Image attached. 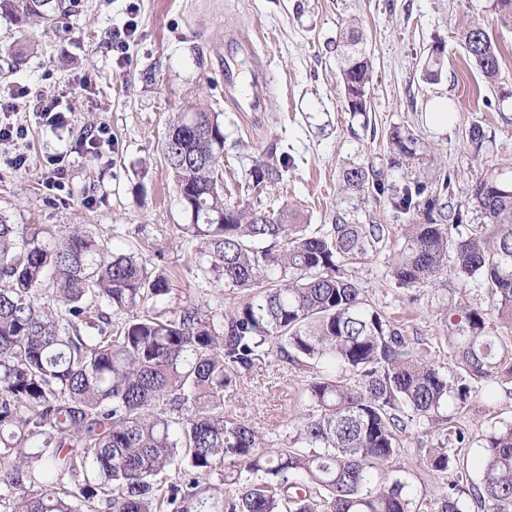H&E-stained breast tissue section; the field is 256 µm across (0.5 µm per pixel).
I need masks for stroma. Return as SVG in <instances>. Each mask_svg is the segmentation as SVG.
I'll return each mask as SVG.
<instances>
[{"mask_svg":"<svg viewBox=\"0 0 512 512\" xmlns=\"http://www.w3.org/2000/svg\"><path fill=\"white\" fill-rule=\"evenodd\" d=\"M471 26L484 28L501 52L495 83L485 81L460 40ZM348 27L362 32L373 61L364 113L349 111L342 92L336 41ZM126 28L131 34L120 56L107 38ZM232 31L248 35L266 57L264 74L252 85L266 101L264 111H236L224 95ZM19 39L27 48L15 59L5 47ZM436 47L441 72L431 80L428 56ZM23 88L54 97L64 118L51 125L25 105L11 112L10 122L28 134L0 144V214L10 223L60 232L95 225L114 247L140 243L146 260L163 252L174 301L202 304L216 316L231 310L246 294L199 269L194 244L177 230L189 217L162 154L170 121L201 104L224 126L225 202L270 212L291 207L314 229L338 220L383 227L381 241L344 268L402 332L411 355L452 369V304L481 309L491 327L512 333L481 279L444 273L403 287L391 269L402 225L426 220L422 210L393 208L392 197L404 187L424 183L429 194L460 209L462 223L448 227L459 239L481 221L471 197L476 177L512 180V25L501 23L494 0H82L79 13L56 25L34 21L22 28L0 15V100ZM438 98L448 102L444 123L432 114ZM475 125L483 131L477 146L469 140ZM101 126L109 139L93 160L81 143ZM396 130L412 134L417 150L394 166L390 134ZM19 154L27 157L20 169L13 164ZM52 157L59 162V190L46 187ZM257 166L269 175L256 188L250 172ZM352 166L373 171L385 194L344 191L342 175ZM315 372V365L269 352L225 394L224 410L266 444L288 446L294 417L311 409L304 387ZM446 413L466 438L462 444L449 438L447 451L469 482L479 483L474 460L486 435L512 423V380L501 379L493 393H473L465 409L448 404ZM438 440L437 425L421 423L405 460L431 499L449 479L431 478L418 451Z\"/></svg>","mask_w":512,"mask_h":512,"instance_id":"35a3bbf8","label":"stroma"}]
</instances>
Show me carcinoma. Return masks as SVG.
<instances>
[{"label":"carcinoma","instance_id":"cac0c4a2","mask_svg":"<svg viewBox=\"0 0 512 512\" xmlns=\"http://www.w3.org/2000/svg\"><path fill=\"white\" fill-rule=\"evenodd\" d=\"M81 0H0V14L54 25ZM342 70L351 112L367 110L373 63L362 34L344 30ZM465 51L488 82L499 52L481 27ZM391 163L415 154V138L391 134ZM164 157L197 242L203 271L250 291L222 320L201 306L169 303L163 269L135 249L115 251L83 224L60 235L0 215V508L3 512H469V502L512 512V424L491 431L478 459L482 480L458 478L429 500L400 463L414 424L446 423L452 397L465 407L472 384L490 393L512 376V336H498L478 308L452 306L453 380L409 355L400 330L344 272L346 259L381 238L379 225L336 223L308 231L290 210L224 203V127L200 106L168 127ZM344 190L382 192L364 167L343 173ZM427 186L395 206H424V224L403 225L392 274L401 286L449 273L483 278L498 318L512 325V182L479 176L472 185L483 223L454 240L432 219L447 204ZM321 371L306 384L312 410L292 445H266L224 416V393L272 349ZM429 471L457 466L425 449ZM255 477L224 503L210 475L224 461ZM175 477L161 485L158 476ZM76 477L75 489L61 485Z\"/></svg>","mask_w":512,"mask_h":512}]
</instances>
